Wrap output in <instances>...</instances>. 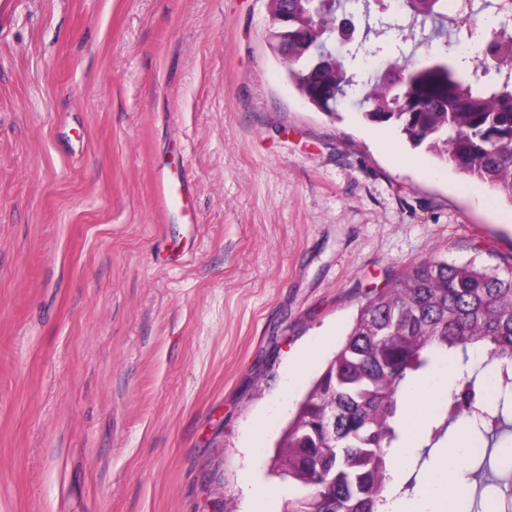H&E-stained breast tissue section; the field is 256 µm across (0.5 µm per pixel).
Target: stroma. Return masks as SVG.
Segmentation results:
<instances>
[{"instance_id":"obj_1","label":"stroma","mask_w":512,"mask_h":512,"mask_svg":"<svg viewBox=\"0 0 512 512\" xmlns=\"http://www.w3.org/2000/svg\"><path fill=\"white\" fill-rule=\"evenodd\" d=\"M269 29L267 0H0V512H281L273 444L365 295L512 262L511 204L319 112ZM154 196L164 212H183L188 217L189 224H194V212L190 207V196L184 182L173 181L162 168L155 174Z\"/></svg>"}]
</instances>
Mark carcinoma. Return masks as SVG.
I'll return each mask as SVG.
<instances>
[{
    "mask_svg": "<svg viewBox=\"0 0 512 512\" xmlns=\"http://www.w3.org/2000/svg\"><path fill=\"white\" fill-rule=\"evenodd\" d=\"M364 16L360 41L340 57L330 39L347 0H288L296 41L289 76L328 115L353 100L362 117L390 124L414 147L486 184L512 205V0L469 12L487 18L478 42L488 61L419 56L425 41H462L448 0H401L395 22L387 2L355 0ZM395 32L411 49L368 67L376 40ZM452 361L456 388L439 412L434 438L459 419L484 446L462 477L484 497L512 485V263L479 266L430 256L413 262L365 296L345 339L298 403L276 444L274 465L294 494L282 512H383L394 452L404 447L405 394ZM336 418V430L325 422Z\"/></svg>",
    "mask_w": 512,
    "mask_h": 512,
    "instance_id": "1",
    "label": "carcinoma"
}]
</instances>
